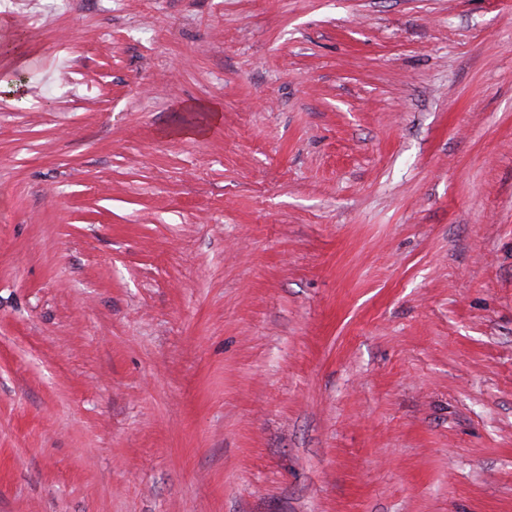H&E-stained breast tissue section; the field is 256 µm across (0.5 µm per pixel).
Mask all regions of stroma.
Returning a JSON list of instances; mask_svg holds the SVG:
<instances>
[{"instance_id":"1","label":"stroma","mask_w":512,"mask_h":512,"mask_svg":"<svg viewBox=\"0 0 512 512\" xmlns=\"http://www.w3.org/2000/svg\"><path fill=\"white\" fill-rule=\"evenodd\" d=\"M1 43L0 512H512V0Z\"/></svg>"}]
</instances>
